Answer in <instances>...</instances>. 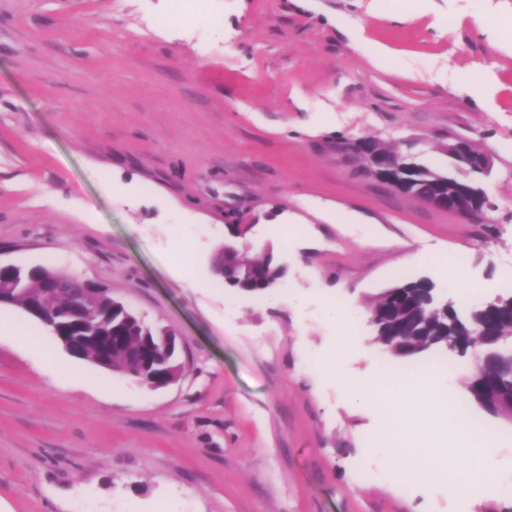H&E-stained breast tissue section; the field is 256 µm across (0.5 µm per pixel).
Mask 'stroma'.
Segmentation results:
<instances>
[{"mask_svg":"<svg viewBox=\"0 0 512 512\" xmlns=\"http://www.w3.org/2000/svg\"><path fill=\"white\" fill-rule=\"evenodd\" d=\"M0 0V261L50 265L109 288L178 335L185 370L141 392L69 356L21 310L0 314V503L9 512H512V488L462 500L447 485L359 476L383 425L342 380L397 376L371 299L430 279L468 311L512 278V0ZM395 51V68L371 63ZM487 74L472 99L464 77ZM370 136L443 172L449 138L492 158L488 219L468 220L368 174ZM248 225L241 238L230 227ZM284 266L282 298L225 288L211 264ZM186 254L189 280L170 264ZM411 262H404V255ZM303 305H295V298ZM359 311L341 378H311ZM449 409L493 433L512 422L465 389L445 351ZM80 372L85 382L73 383Z\"/></svg>","mask_w":512,"mask_h":512,"instance_id":"1","label":"stroma"}]
</instances>
